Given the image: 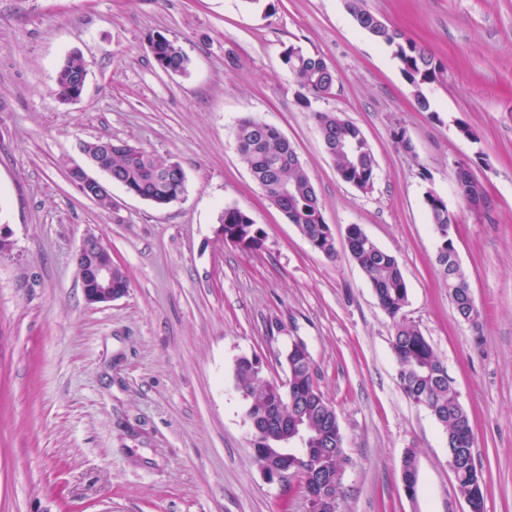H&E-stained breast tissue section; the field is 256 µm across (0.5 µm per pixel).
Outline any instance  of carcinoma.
Segmentation results:
<instances>
[{
  "label": "carcinoma",
  "mask_w": 512,
  "mask_h": 512,
  "mask_svg": "<svg viewBox=\"0 0 512 512\" xmlns=\"http://www.w3.org/2000/svg\"><path fill=\"white\" fill-rule=\"evenodd\" d=\"M348 14L358 27L372 39L393 48L400 64V71L412 88L420 109L428 111L431 102L427 89L440 81L443 65L434 54L417 41L380 21L373 23L375 14L363 7L362 0H346ZM154 62L167 73L185 74L191 60L182 47L163 34L151 40ZM283 63L294 75L299 87L297 100L303 107L311 105V99L323 97L335 86L334 71L319 55L311 54L300 47H290L283 54ZM86 72L81 56L72 54L63 62L56 75V93L66 95L80 75ZM324 148L335 149L330 154L337 172L346 183L367 191L376 178L377 163L358 126L338 112H314ZM236 141L242 162L250 171L268 200L277 205L290 223L310 243L316 244L328 257L336 255V242L327 233L328 225L319 223L321 204L317 193L304 170L296 150L278 130L250 117L240 119L236 126ZM100 140L86 144L100 162L112 167V173L131 189L160 203L170 204L180 192V184L171 169L172 162L159 158L152 152L126 141L116 142L112 153H103ZM291 185L288 194H281L282 185ZM428 217L437 238V252L448 255L455 250L454 239L448 234V205L438 194L430 192L425 200ZM224 232L247 239L246 246H260L263 230L252 217L237 207H226L219 217ZM351 241L350 254L368 279L379 306L393 320L394 336L392 349L398 364L400 385L405 395L413 402H425L435 411V419L454 446L457 437L465 428L471 427L467 410L457 399V391L448 377L444 363L418 327L407 321L403 310L408 304V287L395 256L381 249L357 224L347 227ZM441 275L448 279V287L461 291L458 296L459 317H468L475 324L480 311L476 303L462 290L469 287L467 277L457 265L448 272L439 266ZM288 384L280 385L265 376L262 364L255 358L241 356L234 365L235 389L246 401L245 418L252 422L257 418L271 421L272 438L259 442L251 439L255 448V459L260 466L273 459L281 473L292 470L295 465L305 466L304 450L297 454L280 451L283 432L294 430V424L284 421L290 410V390L303 394L307 410L302 415L314 431L309 447L312 453L323 455L329 470L322 482L326 495L337 498L347 461L343 436L338 418L330 412L331 403L326 400L314 383L312 365L286 355ZM455 480L460 494L473 504L475 512H483L484 484L475 480L470 470L460 468Z\"/></svg>",
  "instance_id": "cac0c4a2"
}]
</instances>
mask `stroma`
<instances>
[{"mask_svg":"<svg viewBox=\"0 0 512 512\" xmlns=\"http://www.w3.org/2000/svg\"><path fill=\"white\" fill-rule=\"evenodd\" d=\"M363 6L442 62L430 111L344 0H0V226L12 240L0 255V512H309L298 478L266 481L233 377L248 356L286 381L296 340L344 439L337 512H469L445 433L400 387L393 323L347 250L351 224L396 257L404 316L472 418L484 512H512V0ZM160 32L188 54V74L156 67ZM292 46L336 76L307 108L282 63ZM73 53L86 87L64 103L55 77ZM318 111L362 130L377 162L370 190L339 177ZM246 116L294 146L335 256L315 250L242 163L234 127ZM101 137L177 161L184 194L158 207L115 184L112 207L86 198L68 171L79 142ZM462 160L486 186L485 210L455 191ZM430 191L457 216L479 325L458 317L438 271ZM227 206L263 229L259 249L218 237ZM89 232L129 279L108 303H89L77 274Z\"/></svg>","mask_w":512,"mask_h":512,"instance_id":"35a3bbf8","label":"stroma"}]
</instances>
